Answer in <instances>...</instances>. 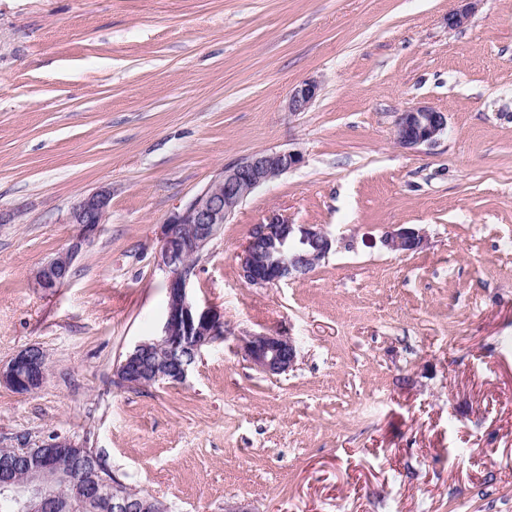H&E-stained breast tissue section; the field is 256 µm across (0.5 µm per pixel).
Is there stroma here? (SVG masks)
Returning a JSON list of instances; mask_svg holds the SVG:
<instances>
[{
  "instance_id": "35a3bbf8",
  "label": "stroma",
  "mask_w": 512,
  "mask_h": 512,
  "mask_svg": "<svg viewBox=\"0 0 512 512\" xmlns=\"http://www.w3.org/2000/svg\"><path fill=\"white\" fill-rule=\"evenodd\" d=\"M0 0V365L36 345L32 394L0 385V446L60 434L169 512H512V0ZM321 90L288 110L306 79ZM448 115L432 146L399 112ZM303 163L249 196L196 263L224 315L185 382L113 371L167 307L161 226L262 150ZM107 215L69 279L32 273ZM279 212L342 247L304 278L244 283ZM425 231L386 250L398 225ZM292 336L270 376L238 336ZM319 91V81L304 80L291 90L288 98V110L295 113L306 111L317 98ZM448 129V115L428 106L400 112L395 124L397 142L405 148L435 144ZM110 193L100 191L80 198L72 207L69 224H76L78 233L71 244L34 271V281L40 290L50 294L69 278L68 271L83 245L94 236L107 213ZM71 273V270H70ZM382 245L393 252L413 253L421 250L426 242L425 232L414 226H400L388 232L382 239Z\"/></svg>"
}]
</instances>
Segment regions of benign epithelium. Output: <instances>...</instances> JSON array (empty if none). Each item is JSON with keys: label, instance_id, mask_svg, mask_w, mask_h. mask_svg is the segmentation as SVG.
Returning <instances> with one entry per match:
<instances>
[{"label": "benign epithelium", "instance_id": "1", "mask_svg": "<svg viewBox=\"0 0 512 512\" xmlns=\"http://www.w3.org/2000/svg\"><path fill=\"white\" fill-rule=\"evenodd\" d=\"M476 0L448 13V27L461 28L474 12ZM320 83L307 79L296 85L288 98V110L304 112L317 98ZM448 129V113L417 106L399 113L397 142L405 148L432 145ZM303 156L296 150H263L224 167L219 175L189 202L178 206L162 225L157 266L166 274L168 303L157 335L138 342L116 366V382L138 387L161 381L181 383L201 349L226 335L224 316L213 306L198 303L190 292L196 265L235 209L253 192L280 175L297 168ZM110 193L100 191L80 198L72 207L69 223L79 231L71 244L34 271V281L46 294L68 279V271L83 245L94 236L107 213ZM382 245L393 252L413 253L426 242L425 232L401 226L388 232ZM336 239L322 227L292 224L273 211L254 227L240 253V277L252 286L276 285L306 276L333 252ZM241 350L259 371L279 375L297 362L293 339L278 333H249L240 337ZM46 353L38 346L20 351L5 367L0 384L18 393H33L46 382ZM77 449L74 440L59 435L30 447L13 449L11 462L0 466V497L17 512H56L60 488L89 500L101 495L98 488L81 481L58 464L64 450Z\"/></svg>", "mask_w": 512, "mask_h": 512}]
</instances>
